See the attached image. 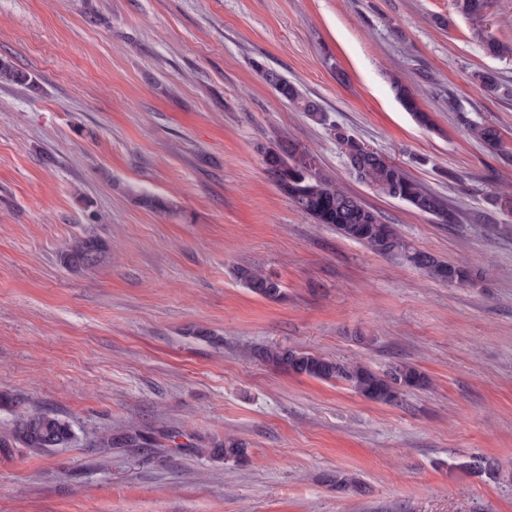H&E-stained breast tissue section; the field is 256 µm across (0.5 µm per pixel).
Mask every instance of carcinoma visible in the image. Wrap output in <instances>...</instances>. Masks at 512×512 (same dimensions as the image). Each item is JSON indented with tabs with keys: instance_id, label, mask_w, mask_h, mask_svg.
<instances>
[{
	"instance_id": "1",
	"label": "carcinoma",
	"mask_w": 512,
	"mask_h": 512,
	"mask_svg": "<svg viewBox=\"0 0 512 512\" xmlns=\"http://www.w3.org/2000/svg\"><path fill=\"white\" fill-rule=\"evenodd\" d=\"M459 7L466 15L481 21L486 18L488 0H459ZM483 49L495 57L512 55V46L494 37L483 40ZM258 70L280 99L305 112L313 122L321 125L328 123V115L322 106L305 97L293 82L273 70L261 66ZM474 78L489 93L496 94L504 89L492 71H479ZM29 80L27 72L18 69L8 60L0 59L1 83L25 84ZM393 89L403 107L411 112L420 125L431 126V116L421 109L411 88L395 81ZM469 132L490 151L502 148L500 131L492 124H471ZM336 139L348 147V167L360 181L386 197L403 201L415 211L433 217L440 224L456 222V214L448 208L446 200L408 175L400 165L376 151H369L364 143L340 128L337 129ZM298 150L300 146L279 137L271 139L269 145L265 146L270 160L265 173L278 192L297 211L309 216L316 224L334 227L341 236L361 243L380 257L401 261L433 282L451 287H464L473 283L469 267L412 246L393 225L382 221L375 211L366 207L356 196L328 180L319 168L309 169L300 163L296 158ZM138 201L156 212L171 210L168 200L149 193L139 194ZM105 251V243L89 233L69 244L61 252L60 260L65 268L78 271L96 266ZM236 277L245 288L261 297L276 299L282 293L280 282L260 268L240 267ZM254 355L289 373L345 384L364 398L382 404H397L405 392L427 385L425 373L402 361L392 363L382 371H375L359 361L334 360L281 346L261 347ZM73 440L74 432L67 421L56 414L39 413L19 417L11 434L0 439V446L10 448L18 445L34 452H43L65 447ZM143 441L145 437L133 429L120 436L106 433L98 439L97 447L110 448L115 443L135 446ZM196 452L235 463L245 461L248 456L245 443L232 437L216 442L210 448H198ZM460 469L493 480L501 476L500 465L491 458L462 463Z\"/></svg>"
}]
</instances>
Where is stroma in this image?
Instances as JSON below:
<instances>
[{"label":"stroma","instance_id":"stroma-1","mask_svg":"<svg viewBox=\"0 0 512 512\" xmlns=\"http://www.w3.org/2000/svg\"><path fill=\"white\" fill-rule=\"evenodd\" d=\"M512 0L476 26L455 0H0V436L50 411L66 448L0 447V512H512ZM268 68L323 107L282 101ZM417 90L420 126L392 79ZM471 121L499 129L489 152ZM342 127L444 196L440 224L360 182ZM281 135L414 247L466 262L455 288L298 213L259 145ZM173 201L167 212L136 193ZM94 230L93 269L60 262ZM280 281L270 300L235 270ZM397 361L430 379L396 405L274 368L260 347ZM147 448H99L107 431ZM243 463L198 455L226 435ZM496 460L500 480L460 468ZM358 478L339 490L328 475Z\"/></svg>","mask_w":512,"mask_h":512}]
</instances>
